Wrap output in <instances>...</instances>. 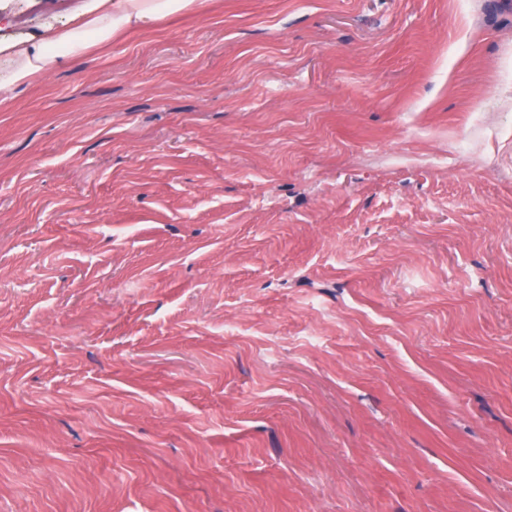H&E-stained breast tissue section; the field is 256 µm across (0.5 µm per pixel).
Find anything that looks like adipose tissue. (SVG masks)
Here are the masks:
<instances>
[{
  "label": "adipose tissue",
  "instance_id": "obj_1",
  "mask_svg": "<svg viewBox=\"0 0 512 512\" xmlns=\"http://www.w3.org/2000/svg\"><path fill=\"white\" fill-rule=\"evenodd\" d=\"M199 5L200 0H72L62 10L63 23L40 24L22 38L0 33V95L51 75L130 30L159 25Z\"/></svg>",
  "mask_w": 512,
  "mask_h": 512
}]
</instances>
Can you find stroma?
I'll use <instances>...</instances> for the list:
<instances>
[{
    "label": "stroma",
    "instance_id": "35a3bbf8",
    "mask_svg": "<svg viewBox=\"0 0 512 512\" xmlns=\"http://www.w3.org/2000/svg\"><path fill=\"white\" fill-rule=\"evenodd\" d=\"M511 58L202 0L0 103V512H512Z\"/></svg>",
    "mask_w": 512,
    "mask_h": 512
}]
</instances>
